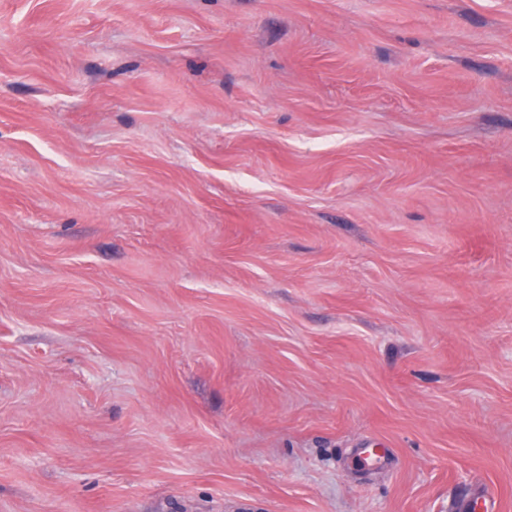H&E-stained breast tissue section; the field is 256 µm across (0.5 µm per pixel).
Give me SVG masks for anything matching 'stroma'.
Instances as JSON below:
<instances>
[{
	"label": "stroma",
	"mask_w": 512,
	"mask_h": 512,
	"mask_svg": "<svg viewBox=\"0 0 512 512\" xmlns=\"http://www.w3.org/2000/svg\"><path fill=\"white\" fill-rule=\"evenodd\" d=\"M469 489L512 512V0H0V512Z\"/></svg>",
	"instance_id": "obj_1"
}]
</instances>
